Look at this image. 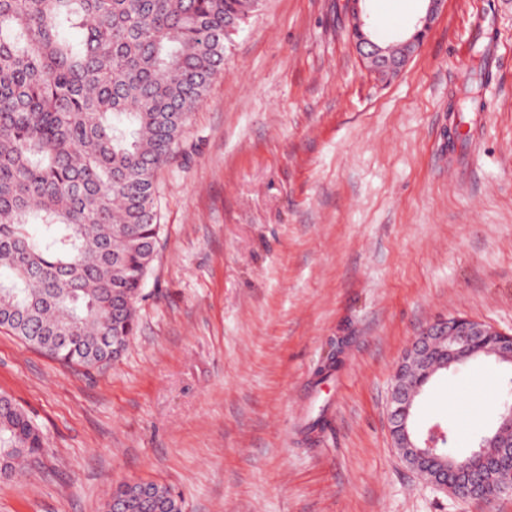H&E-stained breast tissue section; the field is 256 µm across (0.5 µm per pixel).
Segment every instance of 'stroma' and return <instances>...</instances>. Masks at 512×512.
I'll use <instances>...</instances> for the list:
<instances>
[{
  "instance_id": "obj_1",
  "label": "stroma",
  "mask_w": 512,
  "mask_h": 512,
  "mask_svg": "<svg viewBox=\"0 0 512 512\" xmlns=\"http://www.w3.org/2000/svg\"><path fill=\"white\" fill-rule=\"evenodd\" d=\"M367 8L387 40L424 4ZM158 183V256L118 359L66 366L0 329V392L44 436L0 512H102L136 480L183 512H512L510 494L425 485L387 420L423 326L512 333V0H447L389 78L358 55L346 0H260ZM511 378L448 373L419 422L465 456Z\"/></svg>"
}]
</instances>
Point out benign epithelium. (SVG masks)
Returning <instances> with one entry per match:
<instances>
[{
	"label": "benign epithelium",
	"instance_id": "obj_1",
	"mask_svg": "<svg viewBox=\"0 0 512 512\" xmlns=\"http://www.w3.org/2000/svg\"><path fill=\"white\" fill-rule=\"evenodd\" d=\"M366 0H347L349 32L353 44L370 70L379 76L400 73L424 45L434 23L443 13L447 0H426V10L408 36L392 42L378 40L371 31ZM482 352L512 363V334L489 324L453 315L437 319L425 327L403 350L392 374L388 409V428L392 447L412 470L422 471V462L436 460L439 466L428 481L440 490L462 499H488L482 476L464 467L453 469L454 484H448V463L455 462L443 453L447 433L438 426L422 435L410 424V415L424 385L438 371L468 363L464 354ZM486 468L497 469L512 462V405L497 413L493 429L472 451Z\"/></svg>",
	"mask_w": 512,
	"mask_h": 512
}]
</instances>
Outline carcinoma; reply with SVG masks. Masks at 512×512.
<instances>
[{
    "mask_svg": "<svg viewBox=\"0 0 512 512\" xmlns=\"http://www.w3.org/2000/svg\"><path fill=\"white\" fill-rule=\"evenodd\" d=\"M260 0H0V327L61 364L126 349L161 233L157 172L173 157L231 36ZM41 430L0 393V461ZM123 512H183L154 482Z\"/></svg>",
    "mask_w": 512,
    "mask_h": 512,
    "instance_id": "obj_1",
    "label": "carcinoma"
}]
</instances>
